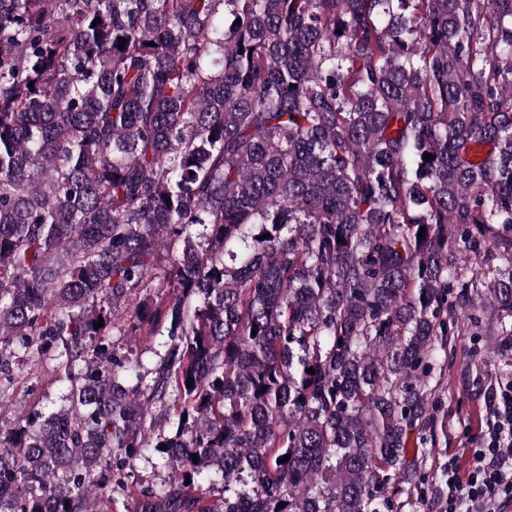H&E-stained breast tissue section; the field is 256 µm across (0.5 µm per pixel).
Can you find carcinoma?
Instances as JSON below:
<instances>
[{"instance_id":"carcinoma-1","label":"carcinoma","mask_w":512,"mask_h":512,"mask_svg":"<svg viewBox=\"0 0 512 512\" xmlns=\"http://www.w3.org/2000/svg\"><path fill=\"white\" fill-rule=\"evenodd\" d=\"M458 310L512 337V0H0V408L68 388L0 512H114L152 449L125 512H402ZM130 322L129 315L125 308H119L112 318V325L106 331L110 344H113L118 352L126 355L133 363L139 365L140 373L149 381L152 375L150 372L159 360V355L164 353L166 336H146L144 333L136 336L128 331ZM113 326V327H112ZM123 330L125 334L123 335ZM30 366L23 368L15 385L12 404L6 409H0V426L8 427L15 418L17 410L38 411L48 414L66 405V385L57 381L53 371V363L48 361L43 367ZM38 371V372H37ZM38 373V379L33 373ZM29 373V374H28ZM40 373V374H39ZM124 481V486L115 487L112 491V497L117 501V512H124L123 503L129 501L127 505H133L129 493L135 488L141 486H153L155 488L173 489L177 488L174 483L171 470L165 466L163 458L156 453H149L138 458L134 464L132 471H129Z\"/></svg>"}]
</instances>
